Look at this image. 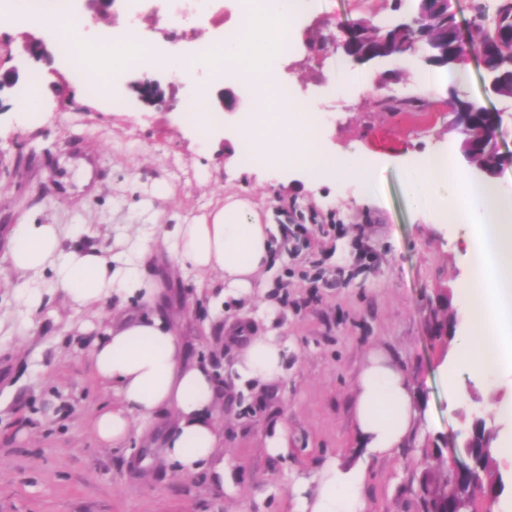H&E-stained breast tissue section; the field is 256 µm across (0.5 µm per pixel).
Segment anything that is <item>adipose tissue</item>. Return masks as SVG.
Here are the masks:
<instances>
[{
    "instance_id": "ef3b65f1",
    "label": "adipose tissue",
    "mask_w": 512,
    "mask_h": 512,
    "mask_svg": "<svg viewBox=\"0 0 512 512\" xmlns=\"http://www.w3.org/2000/svg\"><path fill=\"white\" fill-rule=\"evenodd\" d=\"M59 224L15 225L7 242L10 268L22 277L53 271L55 282L77 307L117 297L147 306L94 341L97 377L117 401L96 413L92 430L101 443L119 445L133 432L148 431L160 410H171L173 424L163 438V457L173 470L188 474L214 468L224 437L216 421L217 390L209 365L188 360L171 321L154 312L162 288L145 275L153 250L165 248L174 269L190 268L223 280V293L250 298L271 261L269 227L250 199L229 196L222 207L190 224L165 231L142 228L123 237L119 252L77 248L63 252ZM283 344L274 336L251 338L235 365L246 380L271 382L283 372ZM355 421L365 448L390 454L418 428V410L405 376L385 356L373 357L355 386ZM300 512H366L359 467L324 466Z\"/></svg>"
}]
</instances>
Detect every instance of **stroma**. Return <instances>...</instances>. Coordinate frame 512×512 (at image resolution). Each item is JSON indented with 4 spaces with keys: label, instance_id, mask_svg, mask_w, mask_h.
<instances>
[{
    "label": "stroma",
    "instance_id": "35a3bbf8",
    "mask_svg": "<svg viewBox=\"0 0 512 512\" xmlns=\"http://www.w3.org/2000/svg\"><path fill=\"white\" fill-rule=\"evenodd\" d=\"M390 6L313 0L278 65L280 79L322 114L317 141L325 153L362 146L380 159L368 196L353 182H311L244 163L234 150L236 116L221 108L213 113L224 133L200 136L183 110L190 88L171 81L165 62L193 55L201 38L223 40L235 14L217 8L177 31L164 15L143 12L136 38L156 46L159 59L124 77L167 83L165 102L153 106L139 104L123 82L103 97L71 74L50 75L44 60L22 53L18 25L0 23V70L19 68L35 100L25 111L18 98L0 99V512H297L296 491L333 460L364 466L368 512H420L425 473H446L471 408H490L496 388L473 375L463 397L448 394L442 367L455 364L453 338L466 325L456 285L468 264V232L416 210L405 187V165L426 151H446L467 168L463 135L450 93L428 97L415 70L368 62L358 71L382 83L381 92L342 96L330 83L341 50L331 45L315 56L307 47L342 24L389 15ZM161 182L170 196H155ZM232 192L250 195L271 224L305 230L286 242L272 233L275 259L250 299L214 309L190 269L170 284L177 336L190 358L213 365L218 382L220 455L231 472L221 481L170 469L159 448L134 436L116 447L98 441L90 420L116 397L94 374L91 344L145 308L109 299L78 308L55 288L53 272L13 275L6 235L21 222L62 224L72 231L66 247L108 249L119 225L170 230ZM26 287L46 292L37 310L17 298ZM437 313L447 314L453 336L434 337ZM245 323L285 342L275 383L236 373L242 343L234 332ZM375 351L409 378L429 418L426 431L391 455L361 448L355 427L353 381ZM278 425L288 447L273 455L266 438Z\"/></svg>",
    "mask_w": 512,
    "mask_h": 512
}]
</instances>
